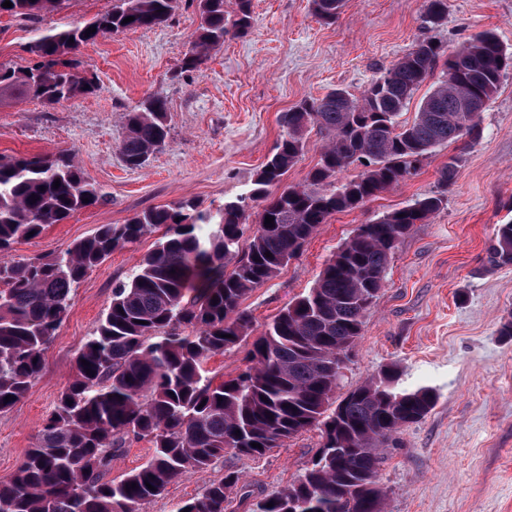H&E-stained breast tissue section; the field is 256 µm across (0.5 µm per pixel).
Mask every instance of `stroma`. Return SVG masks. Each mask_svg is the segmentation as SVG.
<instances>
[{"instance_id": "obj_1", "label": "stroma", "mask_w": 512, "mask_h": 512, "mask_svg": "<svg viewBox=\"0 0 512 512\" xmlns=\"http://www.w3.org/2000/svg\"><path fill=\"white\" fill-rule=\"evenodd\" d=\"M441 25L425 23L426 0H345L335 22L317 21L310 0H252L250 33L230 38L200 69L181 71L199 24L196 0H180L165 23L83 45L78 57L99 77L98 92L49 106L32 97L0 103V155L70 153L107 203L76 213L11 257H50L102 224L192 200L216 209L246 193L275 146L278 118L306 99L342 88L361 95L412 46L433 36L457 48L494 31L512 50V0H447ZM112 0H62L37 20L0 19V65L29 64L37 30L69 27L110 12ZM167 103L170 138L140 169L121 160L122 116L149 95ZM483 130L437 148L418 174L363 206L335 214L296 258L243 301L252 334L313 287L324 264L355 229L438 189V171L460 156L446 201L399 243L385 286L364 319L337 396L383 369L397 386L432 388L435 407L404 426L379 473L385 512H512V339L499 336L512 314V266L490 267L497 225L512 221V73L479 114ZM155 240L112 253L72 294L65 319L44 351L45 367L27 396L0 413V477L14 472L35 442L95 332L112 289L136 270ZM321 441L311 429L261 457L226 454L177 479L140 512H174L225 472L239 473L253 499L296 481Z\"/></svg>"}]
</instances>
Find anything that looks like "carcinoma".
Wrapping results in <instances>:
<instances>
[{
    "label": "carcinoma",
    "instance_id": "1",
    "mask_svg": "<svg viewBox=\"0 0 512 512\" xmlns=\"http://www.w3.org/2000/svg\"><path fill=\"white\" fill-rule=\"evenodd\" d=\"M4 2L0 16L13 18L52 13L61 0H10V8ZM178 2L114 0L111 12L92 21L43 30L28 45L30 65L0 67V99L32 96L55 105L95 93L97 77L81 68L80 47L160 25ZM198 5L200 22L181 64L188 71L224 47L228 35L243 37L252 28V0ZM343 5L344 0H311L312 13L326 23L336 20ZM446 8V0H427L425 22L440 25ZM127 17L133 21L123 22ZM89 28L96 32L85 34ZM510 68L512 53L490 30L451 53L433 37L420 40L361 96L333 89L282 113L280 140L252 187L235 200L215 211L184 203L150 208L125 224H102L47 259L14 261L12 245L108 197L69 154L0 156V413L20 402L39 378L45 345L85 275L114 251L157 235L131 278L113 289L34 447L13 473L0 478V512H139L171 482L227 453L262 456L314 427L322 442L311 467L258 501L253 512H384L380 449L395 442L403 426L424 418L437 396L427 387L396 388V372L388 368L349 390L335 407L330 401L399 241L443 206L460 157H450L441 169L439 191L360 225L314 286L281 309L252 342L247 366L237 376L226 379L206 364L249 335L245 297L272 280L332 215L406 181L435 148L478 140L477 115L459 111V104L473 96L491 99ZM438 69L441 76L413 120H400ZM313 127L325 139L320 158L303 183L288 185L285 177L303 156ZM123 128V163L145 166L170 134L165 100L148 96L124 113ZM354 164L363 167L360 174L339 181ZM268 215L274 218L271 227L265 226ZM489 261L512 266L511 221L498 225ZM144 439L151 443L149 460L110 478L112 458ZM239 482L238 473L227 472L175 512H228Z\"/></svg>",
    "mask_w": 512,
    "mask_h": 512
}]
</instances>
